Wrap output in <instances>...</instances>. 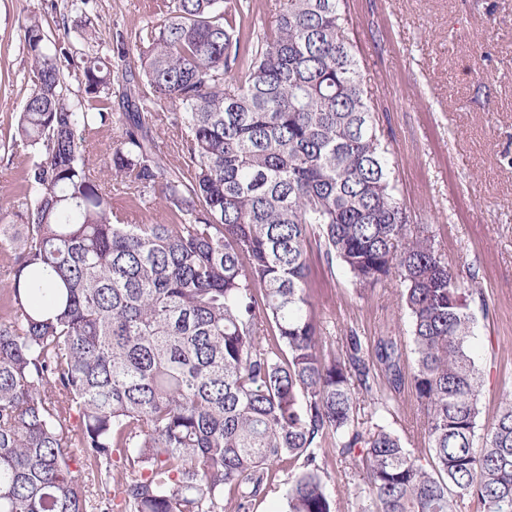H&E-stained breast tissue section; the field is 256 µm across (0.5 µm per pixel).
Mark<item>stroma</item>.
I'll list each match as a JSON object with an SVG mask.
<instances>
[{
    "mask_svg": "<svg viewBox=\"0 0 512 512\" xmlns=\"http://www.w3.org/2000/svg\"><path fill=\"white\" fill-rule=\"evenodd\" d=\"M160 0H0V210L24 214L17 189L24 153L9 148L15 116L30 92L31 59L20 28L36 16L49 25L89 16L100 42L117 44ZM349 36L367 67V87L391 133L393 175L411 223L428 225L460 271L475 270V353L488 375L480 425L512 394V0H347ZM311 288L326 327L325 349L356 332L366 356L378 336L409 338L397 304L398 279L361 296L340 265L310 254ZM384 424L406 447L427 455L422 416L411 393L390 402ZM360 480L339 461L328 466L337 512H358Z\"/></svg>",
    "mask_w": 512,
    "mask_h": 512,
    "instance_id": "stroma-1",
    "label": "stroma"
}]
</instances>
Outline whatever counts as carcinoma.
Instances as JSON below:
<instances>
[{"label":"carcinoma","instance_id":"1","mask_svg":"<svg viewBox=\"0 0 512 512\" xmlns=\"http://www.w3.org/2000/svg\"><path fill=\"white\" fill-rule=\"evenodd\" d=\"M255 10L172 0L131 41L67 59L76 99L66 52L24 25L30 207L0 289V512H250L285 461L280 512H336L331 455L363 481L360 512H512L511 398L479 433L477 274L408 224L346 0H283L256 38ZM58 31L93 42L85 23ZM114 127L134 210L89 158ZM314 247L363 294L397 274L410 373L391 332L372 360L354 333L322 354ZM407 388L426 460L379 418Z\"/></svg>","mask_w":512,"mask_h":512}]
</instances>
